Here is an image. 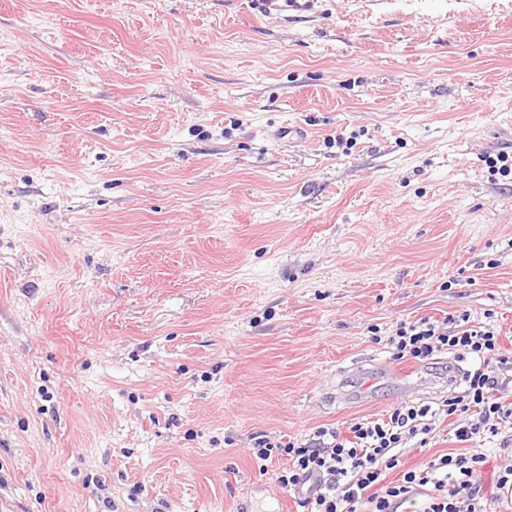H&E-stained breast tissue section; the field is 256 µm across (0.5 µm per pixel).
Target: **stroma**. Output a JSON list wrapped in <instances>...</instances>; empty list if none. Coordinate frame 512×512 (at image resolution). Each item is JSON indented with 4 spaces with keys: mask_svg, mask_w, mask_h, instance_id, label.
Here are the masks:
<instances>
[{
    "mask_svg": "<svg viewBox=\"0 0 512 512\" xmlns=\"http://www.w3.org/2000/svg\"><path fill=\"white\" fill-rule=\"evenodd\" d=\"M503 156L512 0H0V512H302L259 438L451 389L372 329L512 344ZM286 17H313L320 11L321 0H268Z\"/></svg>",
    "mask_w": 512,
    "mask_h": 512,
    "instance_id": "stroma-1",
    "label": "stroma"
}]
</instances>
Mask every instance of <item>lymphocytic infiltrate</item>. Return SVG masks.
<instances>
[{
    "mask_svg": "<svg viewBox=\"0 0 512 512\" xmlns=\"http://www.w3.org/2000/svg\"><path fill=\"white\" fill-rule=\"evenodd\" d=\"M500 336L466 313L444 325L427 318L399 322L386 337L393 358L426 363L452 355L463 364L459 390L436 407L399 404L385 417L353 423L344 434L319 427L303 443L264 438L255 456L263 462L288 456L276 482L301 495L304 512H399L416 495L422 498L420 512H491L493 500L482 480L486 457L476 446L496 436L501 448L512 447V435L502 433L512 424V353L504 351ZM446 420L466 452L440 455L406 469L398 483L387 482V471L399 464V448Z\"/></svg>",
    "mask_w": 512,
    "mask_h": 512,
    "instance_id": "f902f5d3",
    "label": "lymphocytic infiltrate"
}]
</instances>
